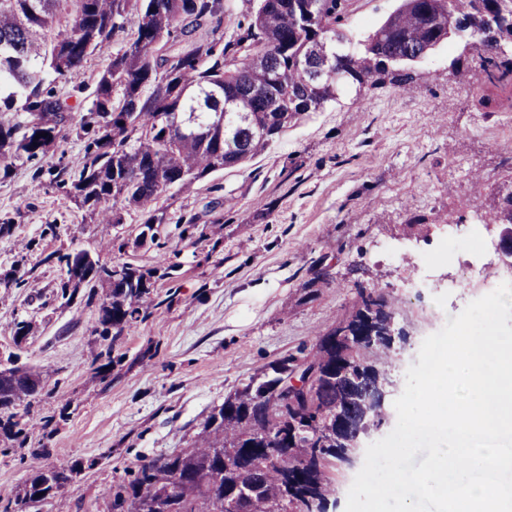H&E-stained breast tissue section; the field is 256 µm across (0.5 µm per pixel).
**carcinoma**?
Returning <instances> with one entry per match:
<instances>
[{"instance_id":"1","label":"carcinoma","mask_w":512,"mask_h":512,"mask_svg":"<svg viewBox=\"0 0 512 512\" xmlns=\"http://www.w3.org/2000/svg\"><path fill=\"white\" fill-rule=\"evenodd\" d=\"M348 0H257L237 33L224 39V0H0V176L12 161L43 160L66 137L70 107L53 84L80 67L87 49L102 50L131 26V37L98 72L92 106L80 116L83 155L50 167L91 218L119 224L121 211L142 213L139 238L157 247L167 211L153 203L172 187L243 164L269 148L307 113L356 91L387 84L411 88L408 66L453 35L467 34L481 85L512 86V0H400L357 47L340 33ZM67 19L59 30L61 19ZM230 100L241 111L227 112ZM498 224L512 223V184L501 194ZM57 297L107 287L94 333L119 337L149 315L158 269L103 262L89 252H54ZM324 333L309 358H281L224 399L204 424V445L138 465L112 489L111 512H315L336 495L328 475L348 446L384 418L367 403L373 378L385 376L391 345L367 336L393 329L394 303L377 288ZM300 370L288 413L277 411L287 379ZM44 389L18 366L0 371V437L27 441L26 417ZM26 402L23 412L16 411ZM81 468H38L4 512H28L68 485Z\"/></svg>"}]
</instances>
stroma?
I'll use <instances>...</instances> for the list:
<instances>
[{
    "label": "stroma",
    "instance_id": "35a3bbf8",
    "mask_svg": "<svg viewBox=\"0 0 512 512\" xmlns=\"http://www.w3.org/2000/svg\"><path fill=\"white\" fill-rule=\"evenodd\" d=\"M398 0H349L342 23L352 43L374 31ZM117 33L57 83L73 118L87 111L98 71L124 46ZM461 38L414 64L412 91L355 89L308 113L243 167L212 173L158 199L169 222L163 246L136 244L142 215L91 221L36 162L15 161L0 179V272L26 284L0 288V356L45 382L24 447L0 451V506L22 493L32 470L78 463L82 473L32 512H108L110 486L150 458L199 447L208 417L278 359L310 356L318 337L352 311L357 286L395 304L387 377L404 389L423 340L478 299L468 249L443 247L449 225L478 224L497 241L492 212L512 182V109L484 106ZM196 229L185 234L188 220ZM72 249L104 262L170 268L156 279L159 307L116 340L94 332L104 288L60 305L58 266ZM431 257L434 286L406 282ZM456 288H449V281ZM35 331L15 347L9 326ZM112 371L100 379L101 353ZM49 453L37 457L35 449Z\"/></svg>",
    "mask_w": 512,
    "mask_h": 512
}]
</instances>
